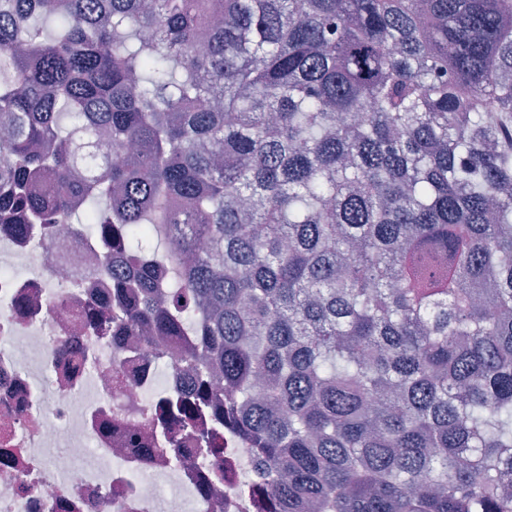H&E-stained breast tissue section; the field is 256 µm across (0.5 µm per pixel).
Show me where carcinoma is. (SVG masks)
Segmentation results:
<instances>
[{"label":"carcinoma","instance_id":"cac0c4a2","mask_svg":"<svg viewBox=\"0 0 512 512\" xmlns=\"http://www.w3.org/2000/svg\"><path fill=\"white\" fill-rule=\"evenodd\" d=\"M0 124V234L86 226L257 512H512V0H0Z\"/></svg>","mask_w":512,"mask_h":512}]
</instances>
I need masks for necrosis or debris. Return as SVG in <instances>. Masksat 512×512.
Here are the masks:
<instances>
[{
  "mask_svg": "<svg viewBox=\"0 0 512 512\" xmlns=\"http://www.w3.org/2000/svg\"><path fill=\"white\" fill-rule=\"evenodd\" d=\"M17 266L0 267V512H250L237 481L249 455L224 440L231 483L209 493L211 463L177 466L166 454H131L107 424L156 426L155 405L186 396L178 345L155 358L143 342L99 335L85 324L109 288L101 257L74 229L34 239L0 237ZM98 463H76L87 453Z\"/></svg>",
  "mask_w": 512,
  "mask_h": 512,
  "instance_id": "necrosis-or-debris-1",
  "label": "necrosis or debris"
}]
</instances>
